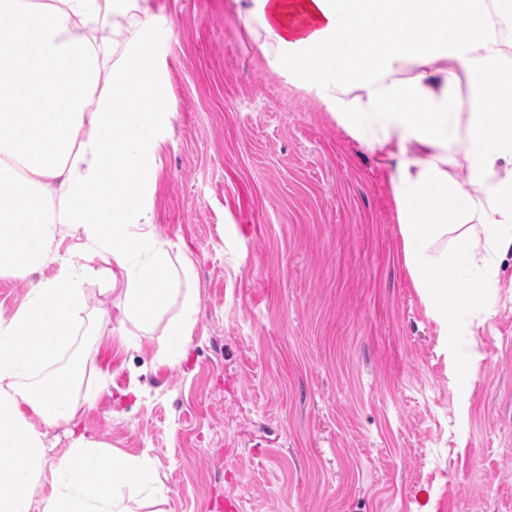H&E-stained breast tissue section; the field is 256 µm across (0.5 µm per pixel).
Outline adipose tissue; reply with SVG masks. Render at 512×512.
<instances>
[{
    "label": "adipose tissue",
    "instance_id": "adipose-tissue-1",
    "mask_svg": "<svg viewBox=\"0 0 512 512\" xmlns=\"http://www.w3.org/2000/svg\"><path fill=\"white\" fill-rule=\"evenodd\" d=\"M267 66L391 161L405 266L456 360L512 248V14L493 0H237ZM154 0H0V275L56 278L0 314V512H29L42 425L74 423L89 282L175 365L196 325L190 261L148 199L170 127ZM463 168L465 180L453 171ZM148 453L75 432L40 512H129Z\"/></svg>",
    "mask_w": 512,
    "mask_h": 512
}]
</instances>
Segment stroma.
I'll return each mask as SVG.
<instances>
[{
    "label": "stroma",
    "instance_id": "obj_1",
    "mask_svg": "<svg viewBox=\"0 0 512 512\" xmlns=\"http://www.w3.org/2000/svg\"><path fill=\"white\" fill-rule=\"evenodd\" d=\"M158 4L173 131L151 204L196 327L159 363L160 332L122 335L90 287L113 331L81 339L80 430L147 452L166 512H512V253L458 375L389 166L269 69L233 0Z\"/></svg>",
    "mask_w": 512,
    "mask_h": 512
}]
</instances>
